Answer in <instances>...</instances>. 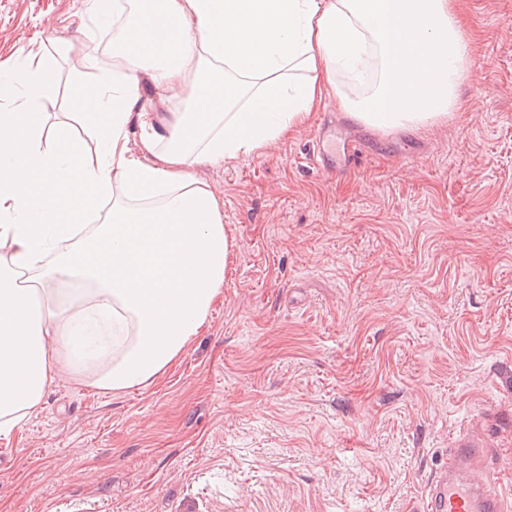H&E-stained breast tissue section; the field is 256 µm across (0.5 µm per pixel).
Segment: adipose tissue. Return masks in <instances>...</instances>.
Returning <instances> with one entry per match:
<instances>
[{"label":"adipose tissue","instance_id":"obj_1","mask_svg":"<svg viewBox=\"0 0 512 512\" xmlns=\"http://www.w3.org/2000/svg\"><path fill=\"white\" fill-rule=\"evenodd\" d=\"M112 68L42 108L40 44L0 59V439L67 357L94 389L157 383L224 295L233 238L195 171L303 125L324 88L379 133L447 121L470 76L454 0H88ZM138 147H131V137Z\"/></svg>","mask_w":512,"mask_h":512}]
</instances>
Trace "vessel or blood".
I'll return each mask as SVG.
<instances>
[{"label":"vessel or blood","instance_id":"obj_1","mask_svg":"<svg viewBox=\"0 0 512 512\" xmlns=\"http://www.w3.org/2000/svg\"><path fill=\"white\" fill-rule=\"evenodd\" d=\"M494 443L477 425L459 433L447 462L427 481L422 512H512L499 469L488 467Z\"/></svg>","mask_w":512,"mask_h":512}]
</instances>
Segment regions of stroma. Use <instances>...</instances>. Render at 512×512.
I'll list each match as a JSON object with an SVG mask.
<instances>
[{"mask_svg": "<svg viewBox=\"0 0 512 512\" xmlns=\"http://www.w3.org/2000/svg\"><path fill=\"white\" fill-rule=\"evenodd\" d=\"M471 78L446 123L375 135L326 93L307 125L198 169L235 249L212 319L154 386L66 375L11 442L0 512H414L481 422L512 484V0H456ZM86 0H0V58L63 77ZM357 140L343 173L315 132Z\"/></svg>", "mask_w": 512, "mask_h": 512, "instance_id": "stroma-1", "label": "stroma"}]
</instances>
